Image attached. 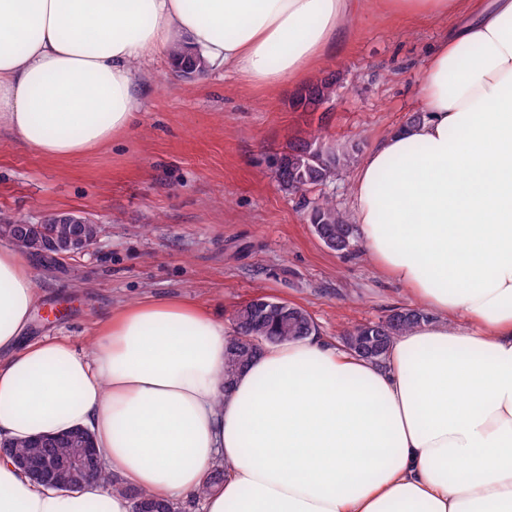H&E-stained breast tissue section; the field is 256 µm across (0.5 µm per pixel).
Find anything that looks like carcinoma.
<instances>
[{"label":"carcinoma","instance_id":"cac0c4a2","mask_svg":"<svg viewBox=\"0 0 512 512\" xmlns=\"http://www.w3.org/2000/svg\"><path fill=\"white\" fill-rule=\"evenodd\" d=\"M174 67L186 75H199L205 71L200 55L188 49L178 47L171 56ZM335 80L328 76L316 83L301 88L292 101L294 110L315 112L326 104L333 92ZM358 146L355 143L331 145L326 142L323 128L311 129L307 136L288 144V151L279 158L275 170L278 184L289 191H300L305 187L326 182L336 170L349 166ZM45 222L53 225L54 247L47 246L43 238L25 220L0 211V239L14 240L19 247L30 254L40 255L63 247L76 236L88 241L97 240L100 226L97 224L66 223L57 218V214L45 216ZM310 223L318 238L328 249L336 252L350 250L356 244L355 225L336 210L332 202L325 200L313 207ZM428 319V314L416 308H397L384 318L361 324L346 331L345 346L354 349L360 346L364 336H377L379 342L373 359L386 357L392 340L411 329L414 325ZM315 323L312 317L301 307L284 301H277L273 308L256 315L252 305L243 304L235 312L230 352L225 362L224 384H229L230 376L257 353V348L275 342H288L312 334ZM11 457L37 462L50 473L51 484L61 490L73 489L78 479L86 483L99 484L125 493L133 503L153 504L152 512H189L181 503H162L145 492L133 491L123 485L121 480L107 474L97 467L85 474L74 473L65 466V461L73 453L76 444L61 437L39 438L30 441L5 444Z\"/></svg>","mask_w":512,"mask_h":512}]
</instances>
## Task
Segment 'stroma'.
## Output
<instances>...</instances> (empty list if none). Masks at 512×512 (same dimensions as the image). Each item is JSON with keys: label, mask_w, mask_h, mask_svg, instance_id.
<instances>
[{"label": "stroma", "mask_w": 512, "mask_h": 512, "mask_svg": "<svg viewBox=\"0 0 512 512\" xmlns=\"http://www.w3.org/2000/svg\"><path fill=\"white\" fill-rule=\"evenodd\" d=\"M455 22L378 10L348 22V38L310 76L336 79L319 113L293 109L297 84L261 89L221 70L188 79L162 58L131 129L110 145L51 159L0 125V210L35 221L71 212L101 227L84 253L32 259L30 337L65 336L86 351L112 308L148 298L184 299L229 324L261 294L302 307L334 339L407 306L361 249L330 251L310 223L324 198L348 213L353 170L304 195L282 191L273 170L317 125L371 152L415 111L429 50Z\"/></svg>", "instance_id": "obj_1"}]
</instances>
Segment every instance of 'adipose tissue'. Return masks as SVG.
Masks as SVG:
<instances>
[{
    "label": "adipose tissue",
    "mask_w": 512,
    "mask_h": 512,
    "mask_svg": "<svg viewBox=\"0 0 512 512\" xmlns=\"http://www.w3.org/2000/svg\"><path fill=\"white\" fill-rule=\"evenodd\" d=\"M456 16L420 116L357 168L361 249L430 319L383 362L311 335L224 379L222 320L177 299L113 308L89 352L26 341L38 290L0 243V440L87 429L106 471L196 512H512V0H380ZM361 0H0V125L70 159L128 131L143 63L176 45L254 86L299 83ZM222 484L209 486L215 468ZM0 512H132L0 459Z\"/></svg>",
    "instance_id": "ef3b65f1"
}]
</instances>
